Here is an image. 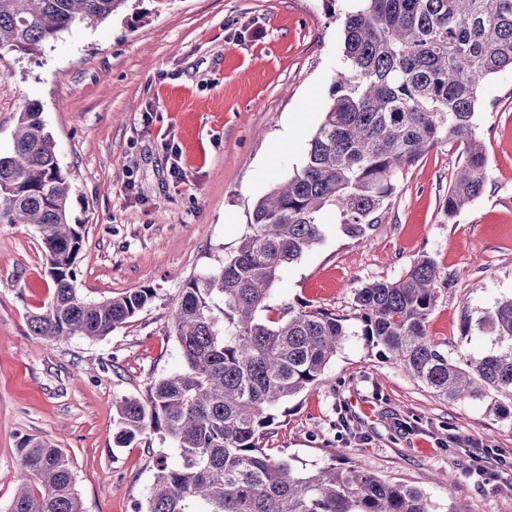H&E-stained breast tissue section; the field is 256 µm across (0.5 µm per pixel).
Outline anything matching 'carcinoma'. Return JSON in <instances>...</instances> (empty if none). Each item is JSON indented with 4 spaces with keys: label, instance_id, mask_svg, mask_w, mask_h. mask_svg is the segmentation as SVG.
<instances>
[{
    "label": "carcinoma",
    "instance_id": "1",
    "mask_svg": "<svg viewBox=\"0 0 512 512\" xmlns=\"http://www.w3.org/2000/svg\"><path fill=\"white\" fill-rule=\"evenodd\" d=\"M125 2L0 0V50L33 51ZM357 2L344 21L345 67L305 164L257 201L236 252L182 288L171 320L184 369L142 399L112 403L117 443L151 429L182 457L177 468H158L144 512H433L410 485L353 466L298 472L266 451L273 410L321 384L351 335L440 398L489 394L492 413L512 416V297L464 321V334L478 331L493 349L460 365L427 332L439 278L428 256L398 280L355 289V331L327 309L275 314L269 305L283 271L323 239L326 216L345 236L364 237L382 223L399 174L440 139L465 148L448 188V219L481 195L487 179L478 92L491 75L512 70V0ZM68 190L41 110L29 103L11 151L0 154V223L40 230L54 292L30 328L54 342L106 336L154 299L148 288L97 303L77 297L82 225L69 223ZM17 451L21 484L9 512H83L61 449L28 438Z\"/></svg>",
    "mask_w": 512,
    "mask_h": 512
}]
</instances>
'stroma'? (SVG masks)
Wrapping results in <instances>:
<instances>
[{
    "instance_id": "obj_1",
    "label": "stroma",
    "mask_w": 512,
    "mask_h": 512,
    "mask_svg": "<svg viewBox=\"0 0 512 512\" xmlns=\"http://www.w3.org/2000/svg\"><path fill=\"white\" fill-rule=\"evenodd\" d=\"M354 0H127L30 54L0 52V151L25 104L38 103L82 227L74 286L87 302L141 288L155 298L100 338L53 343L29 320L53 295L38 228L0 223V512L35 438L68 457L84 512H137L160 465L179 466L149 431L114 440L112 402L145 397L184 367L170 313L183 284L219 267L249 230L256 202L300 168L344 63ZM488 179L448 217L465 154L441 139L397 179L382 224L364 238L338 225L283 273L275 309L353 313L356 288L394 281L420 256L439 270L428 333L455 360L490 341L465 317L512 294V71L479 90ZM489 398L448 402L398 363L348 337L324 384L274 411L272 454L300 471L331 459L421 490L434 512H512V492L469 472L512 463V420Z\"/></svg>"
}]
</instances>
